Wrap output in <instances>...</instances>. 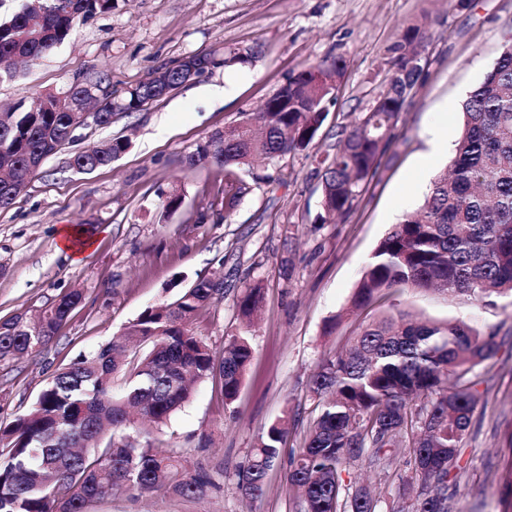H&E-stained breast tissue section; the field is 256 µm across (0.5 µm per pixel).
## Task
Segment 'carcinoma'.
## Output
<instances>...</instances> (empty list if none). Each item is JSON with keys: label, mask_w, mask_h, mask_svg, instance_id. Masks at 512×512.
I'll return each instance as SVG.
<instances>
[{"label": "carcinoma", "mask_w": 512, "mask_h": 512, "mask_svg": "<svg viewBox=\"0 0 512 512\" xmlns=\"http://www.w3.org/2000/svg\"><path fill=\"white\" fill-rule=\"evenodd\" d=\"M46 15L27 6L0 18V82L17 75L13 59L36 60L71 33L75 20L112 10L113 0H46ZM433 20L408 26L388 48V80L350 128L340 146L319 159L322 213L329 224L351 208L406 107L400 85L417 84ZM184 61L156 73L129 92L120 106L99 103L96 112H68L56 95L35 107L0 114V208L27 191L38 164L75 139L91 121L112 123L114 109L137 110L145 98H162L182 78ZM323 78L316 82L314 72ZM345 61L308 66L290 76L264 111L242 112L212 132L190 156L221 170L243 169L257 158L275 161L307 149L328 116ZM103 77L74 83L78 100ZM454 140L450 168L433 179L420 209L408 213L374 250L349 307L332 326L371 307L391 290L431 291L475 307L512 295V40L470 91ZM126 149L107 140L78 153L73 165L89 173L112 164ZM220 294L200 278L175 300L149 306L112 341L57 369L36 401L9 423H0V512H88L119 489L139 495L167 490L196 499L214 486L205 471L188 472L172 449L155 446V430L189 399L191 381L217 377L225 404L239 395L253 348L241 334L215 353L194 323ZM83 295L57 296L31 318L0 321V361L35 351L56 335ZM262 288L245 289L237 316L251 323ZM496 331L468 322L409 320L402 310L381 313L355 328L345 350L323 359L308 392L316 415L301 445L289 453L284 480L292 512H377L379 499L346 482L358 464L387 472L409 457L411 474L399 477L398 512H454L448 480L458 467L484 383L481 366L496 355ZM288 421L262 432L237 470V489L261 497L269 471L281 461Z\"/></svg>", "instance_id": "obj_1"}]
</instances>
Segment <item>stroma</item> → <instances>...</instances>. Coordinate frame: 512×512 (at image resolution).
<instances>
[{
    "instance_id": "obj_1",
    "label": "stroma",
    "mask_w": 512,
    "mask_h": 512,
    "mask_svg": "<svg viewBox=\"0 0 512 512\" xmlns=\"http://www.w3.org/2000/svg\"><path fill=\"white\" fill-rule=\"evenodd\" d=\"M425 15L434 21L427 64L396 134L349 212L321 223L316 157L335 151L341 127L367 111L387 82L388 47ZM511 37L512 0H474L463 10L448 0H114L111 11L22 64L15 79L0 83V112L101 72L118 102L186 56L220 61L139 110L114 112L109 126L78 130L43 163L29 191L0 209V320L35 313L71 290L83 294L47 345L0 363V422L25 413L58 367L108 342L146 307L210 278L224 296L195 323L197 334L218 352L227 335L247 332L253 358L233 404H225L218 379L198 381L156 436L188 471H207L213 487L190 500L119 492L90 512H285L282 472H272L266 494L248 502L236 471L281 418L289 420L287 448L299 447L312 416L310 378L354 326L349 319L331 332L330 319L346 307L379 241L420 206L448 164L462 103ZM240 53L247 62H235ZM336 57L346 62L344 76L306 150L236 171L229 183L210 163L189 164L199 142L240 113L259 111L289 75ZM115 138L129 147L112 165L73 169L76 154ZM229 186L237 194L231 208L224 205ZM173 193L181 203L171 209ZM66 226L93 239L81 262L59 249ZM254 284L263 289V307L246 331L235 303ZM389 303L419 317L496 329L499 349L482 366L486 389L448 493L456 512H512V485L501 478L512 463V298L478 309L408 291Z\"/></svg>"
}]
</instances>
